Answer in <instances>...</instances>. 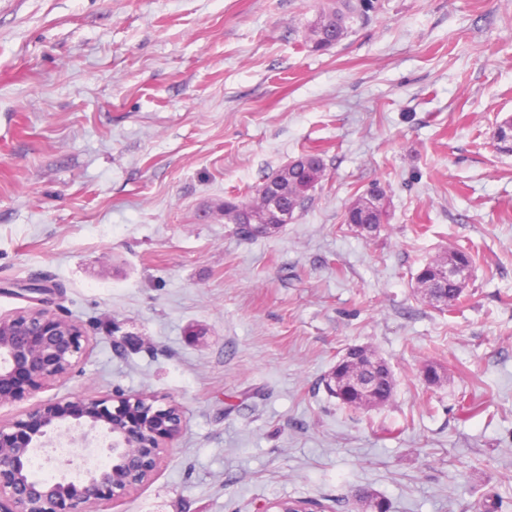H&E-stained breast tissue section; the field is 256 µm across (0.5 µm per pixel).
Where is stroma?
Segmentation results:
<instances>
[{
  "label": "stroma",
  "mask_w": 512,
  "mask_h": 512,
  "mask_svg": "<svg viewBox=\"0 0 512 512\" xmlns=\"http://www.w3.org/2000/svg\"><path fill=\"white\" fill-rule=\"evenodd\" d=\"M320 7L0 0V316L52 286L89 339L0 422L116 390L183 415L151 478L89 512H360L361 489L389 512H512V0H374L312 53ZM309 151L305 208L237 235L225 200ZM375 181L366 238L343 215ZM455 249L473 273L441 312L415 276ZM351 346L389 364L390 404L327 391Z\"/></svg>",
  "instance_id": "obj_1"
}]
</instances>
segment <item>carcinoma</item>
Instances as JSON below:
<instances>
[{"instance_id": "carcinoma-1", "label": "carcinoma", "mask_w": 512, "mask_h": 512, "mask_svg": "<svg viewBox=\"0 0 512 512\" xmlns=\"http://www.w3.org/2000/svg\"><path fill=\"white\" fill-rule=\"evenodd\" d=\"M373 8L371 0H326L324 7L316 18L308 24L305 42L314 51L324 50L322 42H341L347 38L351 23L356 18H364ZM324 176L323 159L316 154L308 156L298 163L291 162L283 169L271 175V178L279 181L280 191L277 206L288 218L275 219L270 225V232L274 233L294 218L296 211L305 207L311 199V192L321 182ZM386 192L379 183L374 182L367 193L359 196L349 204L344 214V223L358 229L366 227L372 232H377L383 223L384 208L374 207L364 211L359 204L372 197L378 201L385 199ZM262 205H267V200L260 199L259 190L245 194L241 199L233 198L224 201V219L230 224L237 225L238 233L245 237H251L242 225V216L251 214ZM436 260H431L424 265L415 277L416 285L424 286L429 290L433 299L446 304V308L453 309L460 303L464 293V286L439 282L435 277ZM345 372L347 382L336 386L331 395L336 397L343 405L351 410H369L389 404L392 400L395 380L392 371H387L386 376L371 375V388L367 391L359 389L353 379L367 375V369L351 360L346 364H338ZM358 501L362 503L364 512H389L384 500L370 491L362 490L358 493Z\"/></svg>"}]
</instances>
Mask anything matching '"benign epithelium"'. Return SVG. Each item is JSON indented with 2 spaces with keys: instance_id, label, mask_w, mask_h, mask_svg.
<instances>
[{
  "instance_id": "7a95c632",
  "label": "benign epithelium",
  "mask_w": 512,
  "mask_h": 512,
  "mask_svg": "<svg viewBox=\"0 0 512 512\" xmlns=\"http://www.w3.org/2000/svg\"><path fill=\"white\" fill-rule=\"evenodd\" d=\"M471 270L445 255L440 276L466 280ZM88 337L77 322L47 308H25L0 317V405L30 397L64 380L82 360ZM50 399L35 404L27 419L0 424V512H86L96 501L114 503L144 483L159 467L166 442L180 432L182 412L176 405L156 409L146 394ZM101 430L100 447L109 458L81 481L61 477L34 479L28 464L53 432Z\"/></svg>"
}]
</instances>
